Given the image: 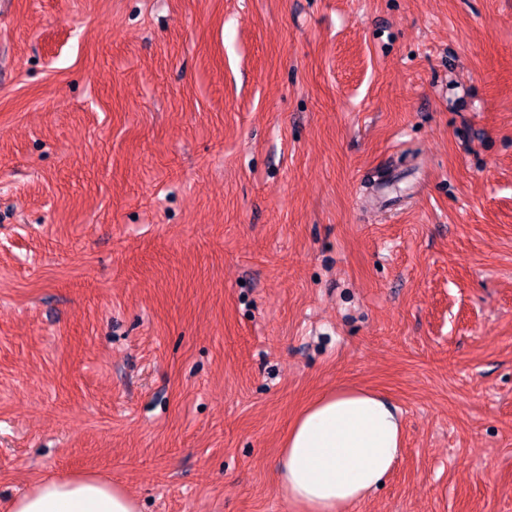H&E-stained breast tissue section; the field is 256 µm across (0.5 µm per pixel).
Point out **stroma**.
Masks as SVG:
<instances>
[{
  "mask_svg": "<svg viewBox=\"0 0 512 512\" xmlns=\"http://www.w3.org/2000/svg\"><path fill=\"white\" fill-rule=\"evenodd\" d=\"M337 386L404 421L348 512H512V0H6L0 504L295 512ZM5 512H140L122 485L95 474L48 477L11 499Z\"/></svg>",
  "mask_w": 512,
  "mask_h": 512,
  "instance_id": "35a3bbf8",
  "label": "stroma"
}]
</instances>
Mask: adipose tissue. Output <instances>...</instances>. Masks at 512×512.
I'll use <instances>...</instances> for the list:
<instances>
[{"mask_svg": "<svg viewBox=\"0 0 512 512\" xmlns=\"http://www.w3.org/2000/svg\"><path fill=\"white\" fill-rule=\"evenodd\" d=\"M403 421L381 393L339 388L310 403L283 441L277 480L297 512H347L374 491L400 454ZM6 512H140L122 485L95 474L48 477Z\"/></svg>", "mask_w": 512, "mask_h": 512, "instance_id": "1", "label": "adipose tissue"}]
</instances>
